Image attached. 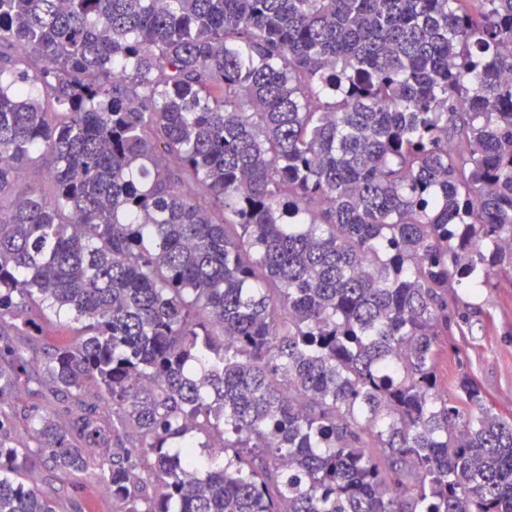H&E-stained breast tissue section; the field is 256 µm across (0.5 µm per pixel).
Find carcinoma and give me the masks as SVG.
Masks as SVG:
<instances>
[{"label":"carcinoma","instance_id":"1","mask_svg":"<svg viewBox=\"0 0 512 512\" xmlns=\"http://www.w3.org/2000/svg\"><path fill=\"white\" fill-rule=\"evenodd\" d=\"M502 276L512 0H0V512H512ZM460 296V317L468 322L469 333L444 338L436 360L438 378L451 388L467 375L495 412L512 415V280L499 278L491 288ZM27 379H28V377L26 374L19 376L18 385L22 389L21 396L14 399L11 402L9 401V402H5L2 404V407L9 410V412L14 417L15 424L17 426L18 431H20V424L18 423V421H22L24 413H28L29 410L31 409V407L34 404L38 403V401L33 399L29 394L28 388L25 384ZM81 512H112V500L90 478H84L74 491Z\"/></svg>","mask_w":512,"mask_h":512}]
</instances>
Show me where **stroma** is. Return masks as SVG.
I'll return each instance as SVG.
<instances>
[{
  "label": "stroma",
  "mask_w": 512,
  "mask_h": 512,
  "mask_svg": "<svg viewBox=\"0 0 512 512\" xmlns=\"http://www.w3.org/2000/svg\"><path fill=\"white\" fill-rule=\"evenodd\" d=\"M459 312L470 332L445 337L436 360L439 380L450 387L469 376L495 412L512 415V279H496L475 294L462 292Z\"/></svg>",
  "instance_id": "1"
}]
</instances>
